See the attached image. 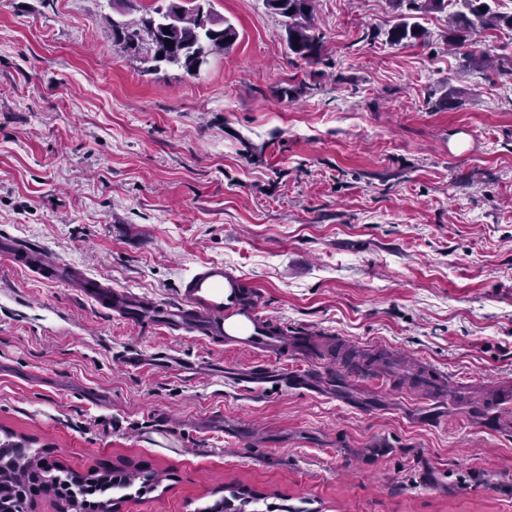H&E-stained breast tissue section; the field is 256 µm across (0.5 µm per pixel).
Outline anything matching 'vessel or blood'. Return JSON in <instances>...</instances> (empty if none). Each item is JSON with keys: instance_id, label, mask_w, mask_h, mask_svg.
<instances>
[{"instance_id": "1", "label": "vessel or blood", "mask_w": 512, "mask_h": 512, "mask_svg": "<svg viewBox=\"0 0 512 512\" xmlns=\"http://www.w3.org/2000/svg\"><path fill=\"white\" fill-rule=\"evenodd\" d=\"M30 256L27 247L0 237L1 264L11 268L27 266L41 279L68 288L79 287L97 308L114 316L133 320L147 315L162 327L201 337L220 336L231 346L251 351L288 350L287 340L258 315L262 300L259 289L245 287L223 263L210 262L195 270L183 280L178 302L168 306L137 298L87 273L76 272L61 257L47 256L34 264Z\"/></svg>"}]
</instances>
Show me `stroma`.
I'll use <instances>...</instances> for the list:
<instances>
[{
	"label": "stroma",
	"instance_id": "35a3bbf8",
	"mask_svg": "<svg viewBox=\"0 0 512 512\" xmlns=\"http://www.w3.org/2000/svg\"><path fill=\"white\" fill-rule=\"evenodd\" d=\"M161 0H0V235L148 300L205 262L312 357L238 350L0 266V442L155 471L117 512H512V82L319 0L293 65L265 0L201 76L112 39ZM435 387H416L422 369Z\"/></svg>",
	"mask_w": 512,
	"mask_h": 512
}]
</instances>
